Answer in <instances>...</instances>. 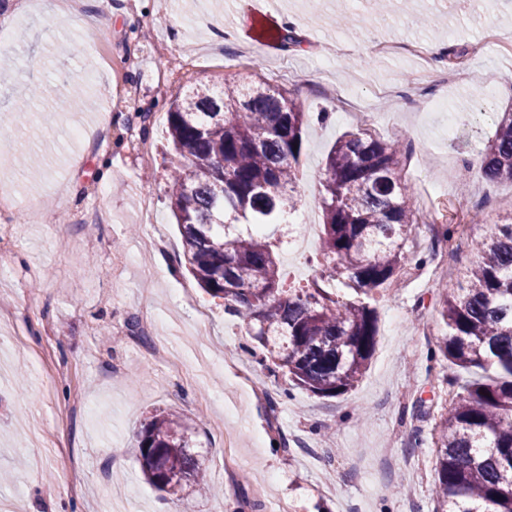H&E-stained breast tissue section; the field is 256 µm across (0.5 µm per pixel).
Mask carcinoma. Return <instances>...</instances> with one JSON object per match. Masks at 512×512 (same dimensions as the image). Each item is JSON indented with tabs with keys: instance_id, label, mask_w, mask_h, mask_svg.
<instances>
[{
	"instance_id": "carcinoma-1",
	"label": "carcinoma",
	"mask_w": 512,
	"mask_h": 512,
	"mask_svg": "<svg viewBox=\"0 0 512 512\" xmlns=\"http://www.w3.org/2000/svg\"><path fill=\"white\" fill-rule=\"evenodd\" d=\"M39 95L23 86L17 111ZM308 118L285 90L234 81L190 88L166 115L167 197L186 269L242 322L258 363L331 398L359 382L375 350L377 315L364 298L425 259L406 249L411 187L396 172V147L348 132L325 163L320 280L284 286L279 243L266 226L297 208ZM483 173L512 181V109L497 121ZM472 245L477 260L436 300L444 334L429 349L452 366L442 382L459 389L433 428L434 512H512V217ZM192 426L163 410L138 434L147 482L172 496L188 484L204 488Z\"/></svg>"
}]
</instances>
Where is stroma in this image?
Masks as SVG:
<instances>
[{"mask_svg":"<svg viewBox=\"0 0 512 512\" xmlns=\"http://www.w3.org/2000/svg\"><path fill=\"white\" fill-rule=\"evenodd\" d=\"M0 28V139L37 156L31 171L0 158V194L34 199L16 215L17 245L0 273V502L15 512H266L269 500L292 512H432L437 459L432 428L454 397L440 380L446 361L429 362L443 334L434 302L455 288L475 259L474 236L512 216V183L487 180L480 157L512 105V0H394L378 15L372 0H345L354 27L334 25L336 0H83L80 17L100 25L90 43L61 36L62 19L44 0ZM441 17L439 29L426 16ZM298 18V45L278 38ZM232 32L224 41V32ZM421 38L441 44L440 70L460 69L463 85L429 79L424 99L442 112L377 97L407 88L425 60L372 57V42ZM137 67H129V58ZM359 90L366 124L311 123L298 174L299 209L321 222L326 156L345 133L367 131L399 148L398 170L412 187L417 226L406 247L425 257L401 287L370 301L378 316L374 355L348 393L319 398L261 370L253 344L224 302L202 291L179 264L181 236L167 205L164 122L147 124L149 164L132 152L127 129L144 111L166 113L171 99L200 82L249 76L281 84L307 112H335L322 74ZM480 76L493 95L475 93ZM41 88L42 120L21 124L20 82ZM112 122L102 128L101 109ZM153 201L161 245L143 249L140 207ZM439 215L453 231L438 241L426 224ZM159 319L135 351L126 334L141 313ZM162 349L154 357L152 349ZM277 399L269 408L268 396ZM429 415L413 418L417 399ZM195 419L192 438L223 496L186 489L179 499L148 485L137 434L150 413ZM285 435L288 449L274 447ZM233 437L239 467L224 470Z\"/></svg>","mask_w":512,"mask_h":512,"instance_id":"1","label":"stroma"}]
</instances>
